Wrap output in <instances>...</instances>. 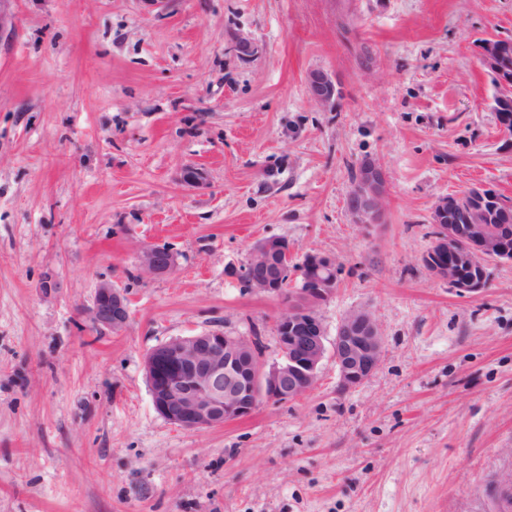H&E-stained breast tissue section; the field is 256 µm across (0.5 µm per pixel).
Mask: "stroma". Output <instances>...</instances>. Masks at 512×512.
<instances>
[{
  "label": "stroma",
  "instance_id": "35a3bbf8",
  "mask_svg": "<svg viewBox=\"0 0 512 512\" xmlns=\"http://www.w3.org/2000/svg\"><path fill=\"white\" fill-rule=\"evenodd\" d=\"M0 512H496L512 474V265L458 296L421 262L443 196L512 197V139L475 41L512 0H0ZM257 54L230 52L237 32ZM331 75L335 107L306 77ZM384 221L354 223L363 158ZM204 174L185 186V168ZM336 257L318 314L370 308L377 372L186 430L148 350L216 330L278 354L285 296L243 288L254 242ZM142 243L178 268L137 270ZM123 332L95 330L97 283ZM387 192L388 177L385 168L375 160H363L347 198L348 210L354 223L380 224ZM88 320L93 328L119 333L129 320V301L126 292L115 287L110 280H100L95 288Z\"/></svg>",
  "mask_w": 512,
  "mask_h": 512
}]
</instances>
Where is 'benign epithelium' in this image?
<instances>
[{"label":"benign epithelium","mask_w":512,"mask_h":512,"mask_svg":"<svg viewBox=\"0 0 512 512\" xmlns=\"http://www.w3.org/2000/svg\"><path fill=\"white\" fill-rule=\"evenodd\" d=\"M242 56L257 52L255 41L242 33L233 42ZM512 49V41L488 36L477 42V55L489 76L496 78L498 94L493 110L512 101V77L504 73L502 62ZM310 99L327 107L336 103L337 88L322 71L307 76ZM388 177L385 168L372 159L363 160L352 181L348 210L356 224L382 221ZM472 215L467 224H448V207ZM512 213V198L495 187L479 185L462 195L442 197L431 212V222L439 226L423 264L439 280L460 295L484 288V278H466L461 264L485 270L491 263L512 264V252L500 246L499 230L486 224L489 212ZM292 256L287 239L267 237L248 252L250 290L267 295L282 292L286 263ZM140 275L161 278L177 269L175 254L165 246L141 244L136 250ZM336 258L311 254L301 274L300 287L289 296L288 305L274 323L279 355L269 363L254 336H230L220 331H202L172 338L150 349L143 367L154 409L166 421L187 430L221 426L243 417L262 402L288 403L309 392L317 383L322 361L331 356L339 372L343 390L358 387L379 369L383 338L377 319L367 308L349 311L327 340L318 315L319 305L337 288ZM88 320L93 328L119 333L129 320L126 292L110 280L97 283Z\"/></svg>","instance_id":"obj_1"}]
</instances>
